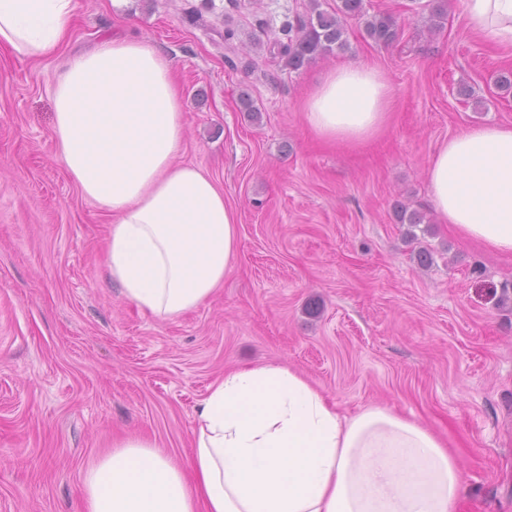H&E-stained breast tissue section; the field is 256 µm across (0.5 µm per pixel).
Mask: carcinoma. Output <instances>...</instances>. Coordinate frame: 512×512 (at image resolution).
<instances>
[{"label": "carcinoma", "instance_id": "carcinoma-1", "mask_svg": "<svg viewBox=\"0 0 512 512\" xmlns=\"http://www.w3.org/2000/svg\"><path fill=\"white\" fill-rule=\"evenodd\" d=\"M447 15V0H436L427 22L429 28L442 27ZM356 17L363 21L364 32L370 40L380 45H390L399 37L396 18L386 12L368 13L364 0H336V6L324 10L320 0H309L306 19L297 23L286 21L281 35L273 38L276 55L284 61V67L298 72L312 62L336 51L348 48L346 19ZM396 217L401 224H421L424 215L399 202L395 206Z\"/></svg>", "mask_w": 512, "mask_h": 512}]
</instances>
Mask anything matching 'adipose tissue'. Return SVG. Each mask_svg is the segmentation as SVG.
Segmentation results:
<instances>
[{
	"mask_svg": "<svg viewBox=\"0 0 512 512\" xmlns=\"http://www.w3.org/2000/svg\"><path fill=\"white\" fill-rule=\"evenodd\" d=\"M73 11V0H0V47L50 56ZM462 30L512 43V0H465ZM52 97L65 168L112 217L106 263L124 298L164 319L196 308L238 251L237 214L208 173L175 161L184 114L170 60L108 35L69 61ZM389 105L383 71L343 64L301 113L317 137L357 146L384 127ZM427 181L440 223L512 257V125L443 141ZM462 480L433 431L378 405L341 415L304 375L267 363L210 386L189 468L142 439L114 445L83 476V512H459Z\"/></svg>",
	"mask_w": 512,
	"mask_h": 512,
	"instance_id": "obj_1",
	"label": "adipose tissue"
}]
</instances>
